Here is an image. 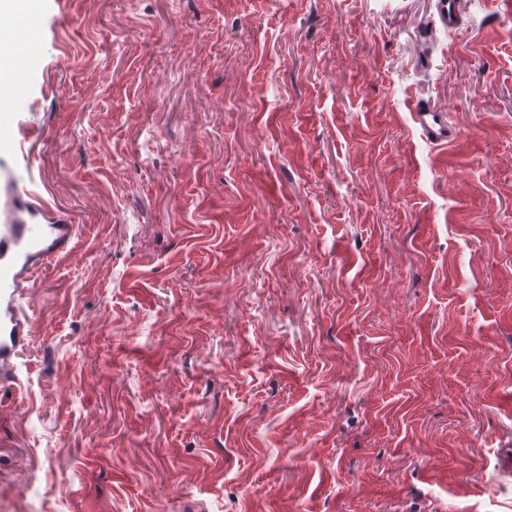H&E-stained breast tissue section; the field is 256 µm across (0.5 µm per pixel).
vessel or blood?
I'll return each mask as SVG.
<instances>
[{
	"instance_id": "obj_1",
	"label": "vessel or blood",
	"mask_w": 512,
	"mask_h": 512,
	"mask_svg": "<svg viewBox=\"0 0 512 512\" xmlns=\"http://www.w3.org/2000/svg\"><path fill=\"white\" fill-rule=\"evenodd\" d=\"M413 120L422 136L442 146L453 143L458 131L449 125L446 116L419 102L413 108ZM70 228L65 224H33L15 212L0 223V297L12 299L20 286L24 269L49 260L65 244ZM23 325L12 310L0 315V376L11 370L10 358L20 341Z\"/></svg>"
}]
</instances>
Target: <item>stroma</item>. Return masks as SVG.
Segmentation results:
<instances>
[{
	"instance_id": "35a3bbf8",
	"label": "stroma",
	"mask_w": 512,
	"mask_h": 512,
	"mask_svg": "<svg viewBox=\"0 0 512 512\" xmlns=\"http://www.w3.org/2000/svg\"><path fill=\"white\" fill-rule=\"evenodd\" d=\"M457 2L39 0L0 512H512V0ZM412 115L422 136L431 143L447 147L459 136L458 131L448 124V119L442 112L425 103L418 101L414 105Z\"/></svg>"
}]
</instances>
